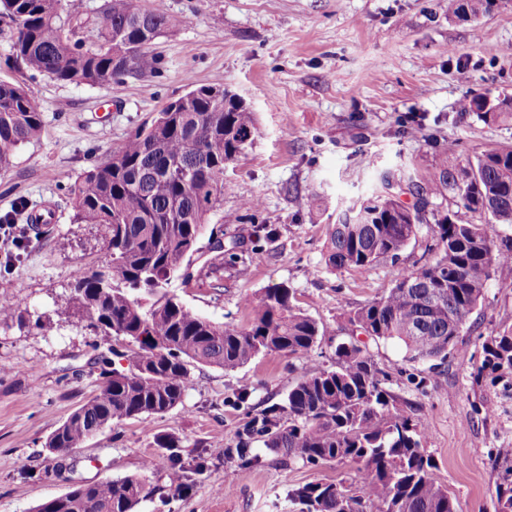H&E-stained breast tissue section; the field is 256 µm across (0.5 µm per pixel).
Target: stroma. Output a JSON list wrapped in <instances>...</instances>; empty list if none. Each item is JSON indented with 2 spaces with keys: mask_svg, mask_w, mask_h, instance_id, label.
Listing matches in <instances>:
<instances>
[{
  "mask_svg": "<svg viewBox=\"0 0 512 512\" xmlns=\"http://www.w3.org/2000/svg\"><path fill=\"white\" fill-rule=\"evenodd\" d=\"M175 31L156 41L158 70L135 72L109 86L62 84L9 60L0 22V80L21 84L38 103L44 128L0 172V215L17 201L50 203L56 220L36 227L15 266L0 272V292L17 316L0 323V512H33L73 484L143 476L149 490L134 512H295L292 488L325 480L349 482L353 465H276L258 449L241 467L224 455L253 413L283 402L298 372L332 366L337 341L365 345L386 374L397 408L424 419L433 476L458 512H496L501 474L497 451L512 448V386L474 381L481 344L512 326V270L488 281L478 309L459 338L461 350L436 369L406 361L402 348L375 341L350 323L353 311L387 292L399 267L434 257L430 225L398 263L368 270L327 265L328 234L339 215L379 194L381 171L419 185L438 177L448 141L462 160L490 148L512 147V123H486L459 109L461 99L512 97V0L463 20L452 0H166ZM203 84L238 93L256 114L259 137L226 166L220 209L224 245L246 259L226 266L220 280L171 290L197 314L218 323H246L245 297L280 282L324 332L318 347L298 357L267 355L227 372L195 365L183 401L163 415L126 420L86 440L57 471L43 444L94 396L111 352L115 368L129 365L121 343L106 345L85 321L66 314L71 288L105 261L107 231L69 221L67 177L78 176L151 120L166 102ZM259 208H247L249 199ZM277 235L253 240V227ZM53 333H44L43 323ZM251 393L239 404L242 380ZM178 439L184 458L209 460L179 498L162 499L165 466L155 438Z\"/></svg>",
  "mask_w": 512,
  "mask_h": 512,
  "instance_id": "obj_1",
  "label": "stroma"
}]
</instances>
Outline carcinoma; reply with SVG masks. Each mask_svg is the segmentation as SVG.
<instances>
[{
	"label": "carcinoma",
	"mask_w": 512,
	"mask_h": 512,
	"mask_svg": "<svg viewBox=\"0 0 512 512\" xmlns=\"http://www.w3.org/2000/svg\"><path fill=\"white\" fill-rule=\"evenodd\" d=\"M10 26L9 58L64 84L105 86L158 64L155 40L176 27L162 0H103L91 16L85 0H0ZM465 100V110L485 123L512 121V98ZM43 116L20 85L0 81V171L20 149L39 138ZM259 135L255 113L202 85L176 110L163 107L129 133L107 157L69 186L71 221L107 229L104 264L78 281L69 295L72 314L106 340L132 347L128 369L101 360L96 394L46 439L44 448L80 446L114 422L162 415L185 394L190 367L209 365L234 372L260 355L306 353L322 339L319 323L294 303L287 283L269 286L245 301V324L216 323L188 308L169 288L177 279L206 280L235 264L213 238L202 244L207 224L224 197V167L252 147ZM438 178L416 192L465 197L481 224H462L447 213L433 215L437 257L398 270L381 297L357 309L350 322L374 340L397 341L413 362L444 363L460 351L463 319L479 306L497 268L512 267V245L494 248L499 225H512V148H494L461 164L448 142ZM382 194L360 207L354 222L331 225L327 265L371 269L396 263L421 226L423 207L409 209L393 195L396 179L380 174ZM213 256L190 272L203 249ZM334 365L296 377L284 403L255 414L224 456L242 466L260 443L280 454V463L356 465L357 488L319 480L291 489L299 512H457L448 490L432 477L434 461L424 446L421 419L399 411L383 386L382 371L367 349L339 342ZM490 375L512 379V329L482 342L474 381ZM155 444L168 459V490H187L188 470L201 475L199 455L186 466L178 440L159 435ZM495 494L498 512H512V454ZM147 495L138 476L76 485L40 503L34 512H133Z\"/></svg>",
	"instance_id": "cac0c4a2"
}]
</instances>
